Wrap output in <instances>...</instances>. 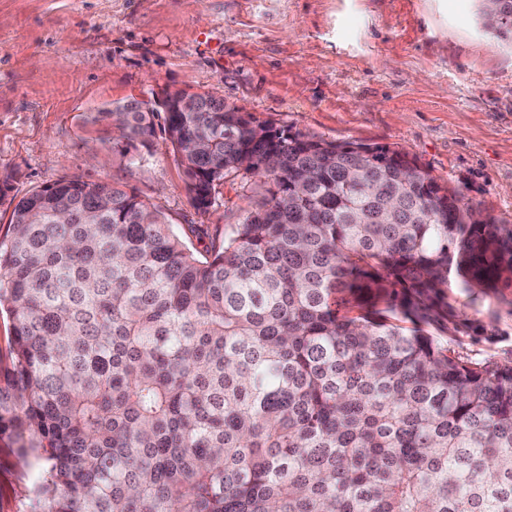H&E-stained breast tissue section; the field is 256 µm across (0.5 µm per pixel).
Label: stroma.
I'll use <instances>...</instances> for the list:
<instances>
[{"mask_svg":"<svg viewBox=\"0 0 512 512\" xmlns=\"http://www.w3.org/2000/svg\"><path fill=\"white\" fill-rule=\"evenodd\" d=\"M478 0H0V236L24 196L64 178L118 184L174 228L202 224L204 258L252 208L219 185L195 209L178 156L141 164L97 113L166 93H208L318 140L408 153L463 202L512 224V40ZM431 332L472 362H512V288L449 289ZM50 463L0 429V512H35Z\"/></svg>","mask_w":512,"mask_h":512,"instance_id":"obj_1","label":"stroma"}]
</instances>
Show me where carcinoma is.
Wrapping results in <instances>:
<instances>
[{"label": "carcinoma", "instance_id": "1", "mask_svg": "<svg viewBox=\"0 0 512 512\" xmlns=\"http://www.w3.org/2000/svg\"><path fill=\"white\" fill-rule=\"evenodd\" d=\"M481 17L512 35V0ZM186 96L105 116L135 149L162 135L201 212L270 180L209 257L184 241L202 225L79 179L23 197L0 237V425L51 461L38 512H512V364L428 331L448 285L512 287V225L404 152ZM13 336V322L3 312L0 314V388L6 392L9 388L10 343Z\"/></svg>", "mask_w": 512, "mask_h": 512}]
</instances>
